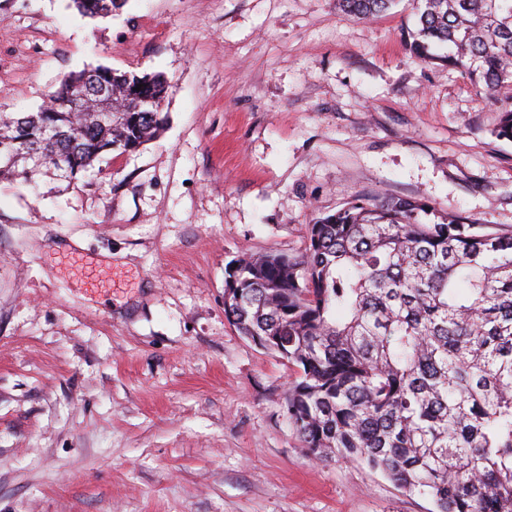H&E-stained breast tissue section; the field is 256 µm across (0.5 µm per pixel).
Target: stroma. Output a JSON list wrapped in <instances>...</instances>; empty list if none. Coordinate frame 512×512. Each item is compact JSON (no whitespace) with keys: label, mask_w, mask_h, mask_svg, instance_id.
<instances>
[{"label":"stroma","mask_w":512,"mask_h":512,"mask_svg":"<svg viewBox=\"0 0 512 512\" xmlns=\"http://www.w3.org/2000/svg\"><path fill=\"white\" fill-rule=\"evenodd\" d=\"M415 26L410 0H0V110L98 65L172 85L157 141L0 182V512H431L311 460L293 370L224 316L231 261L299 254L358 193L512 226V91L411 54ZM79 13L91 19L108 18L123 7L125 0H72ZM340 9L347 15L367 20L389 11L395 0H337Z\"/></svg>","instance_id":"35a3bbf8"}]
</instances>
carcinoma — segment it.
Returning <instances> with one entry per match:
<instances>
[{"instance_id": "1", "label": "carcinoma", "mask_w": 512, "mask_h": 512, "mask_svg": "<svg viewBox=\"0 0 512 512\" xmlns=\"http://www.w3.org/2000/svg\"><path fill=\"white\" fill-rule=\"evenodd\" d=\"M91 19L125 0H72ZM367 20L395 0H337ZM410 51L443 57L493 99L512 88V0H417ZM171 84L96 66L68 75L35 112H0V181L156 139ZM106 92L114 112H96ZM416 197L353 196L308 225L297 256L226 269L224 315L295 372L284 403L309 455L356 460L433 512H512V228L430 219Z\"/></svg>"}]
</instances>
